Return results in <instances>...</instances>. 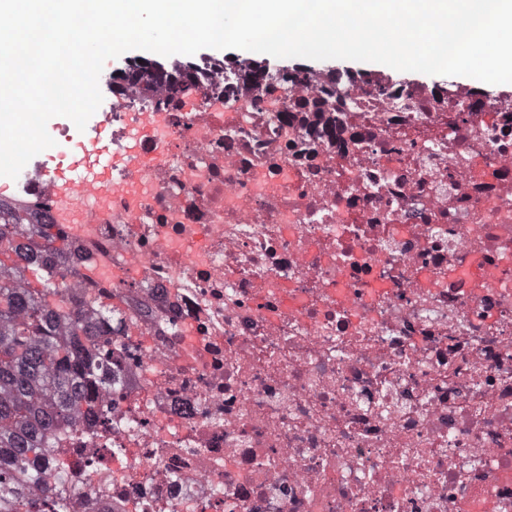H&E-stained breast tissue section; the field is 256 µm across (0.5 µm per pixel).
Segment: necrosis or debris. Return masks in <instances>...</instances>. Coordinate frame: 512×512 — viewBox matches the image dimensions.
<instances>
[{"label":"necrosis or debris","instance_id":"4bbe7bcc","mask_svg":"<svg viewBox=\"0 0 512 512\" xmlns=\"http://www.w3.org/2000/svg\"><path fill=\"white\" fill-rule=\"evenodd\" d=\"M103 102L124 191L61 224V280L125 321L63 512H512V105L214 56ZM48 184L7 203L60 224Z\"/></svg>","mask_w":512,"mask_h":512}]
</instances>
